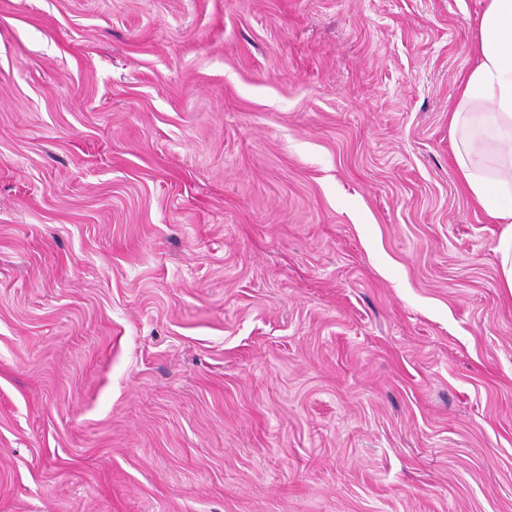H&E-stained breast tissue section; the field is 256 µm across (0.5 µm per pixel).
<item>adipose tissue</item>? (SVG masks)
Masks as SVG:
<instances>
[{"instance_id":"1","label":"adipose tissue","mask_w":512,"mask_h":512,"mask_svg":"<svg viewBox=\"0 0 512 512\" xmlns=\"http://www.w3.org/2000/svg\"><path fill=\"white\" fill-rule=\"evenodd\" d=\"M473 50L449 115L454 159L464 190L504 227L496 250L512 293V0H485Z\"/></svg>"}]
</instances>
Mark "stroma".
<instances>
[{
	"mask_svg": "<svg viewBox=\"0 0 512 512\" xmlns=\"http://www.w3.org/2000/svg\"><path fill=\"white\" fill-rule=\"evenodd\" d=\"M482 0H0V512H512Z\"/></svg>",
	"mask_w": 512,
	"mask_h": 512,
	"instance_id": "35a3bbf8",
	"label": "stroma"
}]
</instances>
